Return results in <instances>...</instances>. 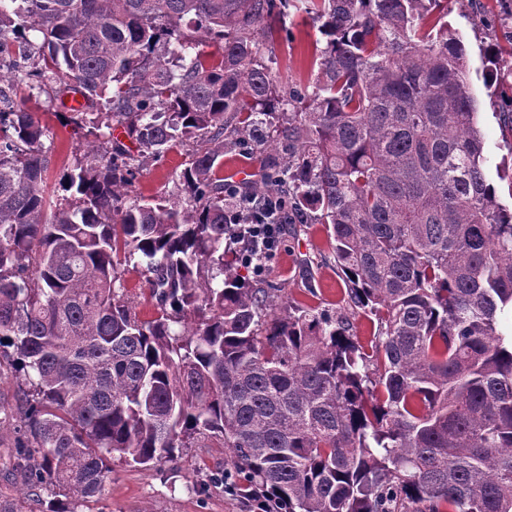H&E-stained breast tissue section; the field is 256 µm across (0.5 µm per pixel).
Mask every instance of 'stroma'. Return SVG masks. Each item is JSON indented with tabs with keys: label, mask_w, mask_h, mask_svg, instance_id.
I'll list each match as a JSON object with an SVG mask.
<instances>
[{
	"label": "stroma",
	"mask_w": 512,
	"mask_h": 512,
	"mask_svg": "<svg viewBox=\"0 0 512 512\" xmlns=\"http://www.w3.org/2000/svg\"><path fill=\"white\" fill-rule=\"evenodd\" d=\"M497 0H449L448 20L469 49L478 56L482 46L495 43L512 49V28L499 22ZM321 35L303 14L289 13L273 45L276 72L282 82L312 84L317 73L311 53ZM472 87L479 106V128L487 157L486 171L495 185L499 202L512 209V131L502 127L497 112L499 90L476 77ZM43 122L51 131V164L45 180L50 202L65 198L61 187L65 174L81 158L90 139L87 128L74 124L70 112L58 107L44 112ZM186 147L177 146L159 160L141 168L131 196L148 199L175 190L180 173L189 164ZM266 281L279 288L288 301L316 311L346 314L359 343L370 345L376 325L362 310L348 303L347 285L332 257L331 241L325 225L300 224L283 235L265 263ZM12 427L0 431V501L13 504L19 512H42L40 502L29 498L20 480L12 474ZM232 466L228 448H186L175 462L154 466L111 462V480L104 494L92 503L93 512H250L241 496L225 493L217 478Z\"/></svg>",
	"instance_id": "obj_1"
}]
</instances>
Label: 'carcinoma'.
Here are the masks:
<instances>
[{"label": "carcinoma", "instance_id": "carcinoma-1", "mask_svg": "<svg viewBox=\"0 0 512 512\" xmlns=\"http://www.w3.org/2000/svg\"><path fill=\"white\" fill-rule=\"evenodd\" d=\"M291 8L325 40L310 89L265 52ZM482 66L512 77L498 46ZM20 85L49 108L80 94L94 136L66 175L78 200L51 212L50 130L15 109ZM176 145L187 198H130ZM268 148L255 180L224 182V153ZM486 161L447 0H0V357L31 495L78 512L112 458L203 444L283 512H512V211ZM271 202L283 231L328 226L370 347L239 273L269 257L241 239ZM124 286L125 292L138 302L137 312L141 320H150L157 315L149 289L145 288L143 279L138 272L130 270L126 273Z\"/></svg>", "mask_w": 512, "mask_h": 512}]
</instances>
